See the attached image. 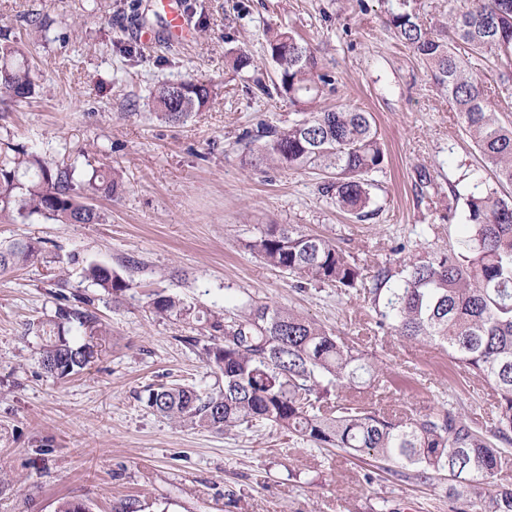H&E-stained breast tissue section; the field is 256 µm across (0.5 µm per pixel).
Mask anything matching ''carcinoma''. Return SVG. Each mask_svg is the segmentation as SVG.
Instances as JSON below:
<instances>
[{
  "label": "carcinoma",
  "mask_w": 512,
  "mask_h": 512,
  "mask_svg": "<svg viewBox=\"0 0 512 512\" xmlns=\"http://www.w3.org/2000/svg\"><path fill=\"white\" fill-rule=\"evenodd\" d=\"M413 0H389L385 25L425 63L433 83L460 114L466 134L496 181L512 186V125L492 106L491 90L478 74L486 56L499 64L495 90L512 86V0H448V16L428 28ZM266 52L276 66L273 87L256 81L259 92L275 89L302 117L286 126L259 123L240 140L250 146L254 169L286 165L318 170L321 191L357 220L371 215L373 175L384 169L386 153L371 113L340 105L312 110L336 79L320 66L311 48L287 30H272ZM36 75L18 43L0 39V105L33 97ZM211 88L187 80L168 81L151 92L153 111L178 122L209 103ZM85 190L115 196L116 177L93 175ZM72 169L51 168L26 146L0 147V220L26 224L44 217L61 224H99L101 213L81 201ZM465 236L456 248L432 250L364 274L357 259L335 242L291 224H268L253 249L275 269L297 278V287L355 290L370 303L375 331L412 343H432L468 373L497 392V416L487 437L450 410L391 418L368 407L361 390L381 389L380 368L368 354L317 321L280 306L248 300L201 318L213 335L204 348L220 389L201 391L170 384L148 389L146 405L175 423L202 428L250 430L273 423L314 448L367 454L422 483L448 481L458 512H512V482L496 484L485 498L479 489L512 478V201L495 191L465 197ZM43 258L37 240L0 244V276ZM84 278L119 300L129 283L106 266L90 263ZM59 305L55 316L36 324L40 362L56 378L73 376L94 358L88 344L76 345L72 326L87 336L109 329L87 305ZM159 317L187 313L180 299L157 296Z\"/></svg>",
  "instance_id": "carcinoma-1"
}]
</instances>
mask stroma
Wrapping results in <instances>:
<instances>
[{"label":"stroma","mask_w":512,"mask_h":512,"mask_svg":"<svg viewBox=\"0 0 512 512\" xmlns=\"http://www.w3.org/2000/svg\"><path fill=\"white\" fill-rule=\"evenodd\" d=\"M186 2L194 38L146 46L138 29H164L152 0H0V29L29 46L40 84L34 99L0 112V143L35 147L79 181L112 170L122 181L115 197L87 198L103 223H0V241L34 238L46 255L0 280V512H55L64 497L90 512L129 501L138 512H367L383 497L393 512H454L446 481L403 482L386 462L296 444L272 425L222 432L146 406L147 389L160 384L216 387L203 356L209 332L193 311L251 298L372 352L387 381L369 398L378 411L455 409L485 430L496 414L493 388L442 348L374 335L362 295L297 287L249 248L265 225L295 224L332 239L370 273L399 267L408 254L458 247L465 211L449 212L451 190L512 199L419 57L385 26L383 0ZM32 11L45 21L35 35L24 23ZM270 28L302 36L334 72L336 89L319 107L372 113L388 161L368 219L337 209L317 172L243 165V130L298 117L287 99L252 92L254 79H276ZM239 51L253 66L233 68ZM179 79L209 85L213 98L171 122L148 97ZM400 243L405 253L396 252ZM91 262L129 281L120 300L83 279ZM158 293L180 298L191 315L155 316L149 303ZM65 297L90 299L112 333L84 371L58 380L41 366L33 325Z\"/></svg>","instance_id":"stroma-1"}]
</instances>
